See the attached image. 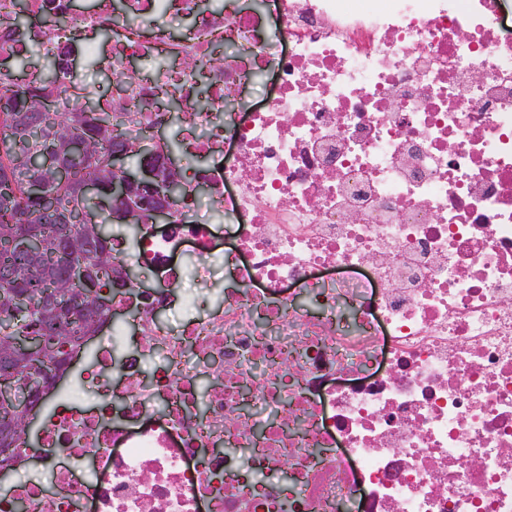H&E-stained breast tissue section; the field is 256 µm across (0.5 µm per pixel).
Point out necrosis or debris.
Instances as JSON below:
<instances>
[{
    "label": "necrosis or debris",
    "instance_id": "4bbe7bcc",
    "mask_svg": "<svg viewBox=\"0 0 512 512\" xmlns=\"http://www.w3.org/2000/svg\"><path fill=\"white\" fill-rule=\"evenodd\" d=\"M243 2L0 0V87L134 137L168 90L194 161L171 224L113 237L161 286L115 290L89 368L47 390L48 481L0 453V512H512V11ZM183 246L222 299L174 330Z\"/></svg>",
    "mask_w": 512,
    "mask_h": 512
}]
</instances>
